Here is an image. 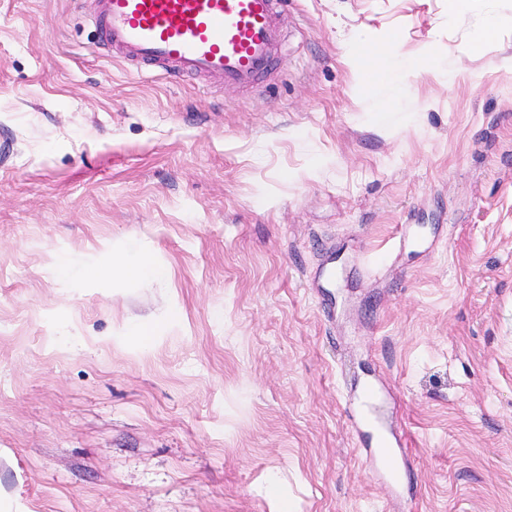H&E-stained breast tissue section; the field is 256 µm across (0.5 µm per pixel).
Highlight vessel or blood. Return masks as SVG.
Masks as SVG:
<instances>
[{
    "label": "vessel or blood",
    "mask_w": 512,
    "mask_h": 512,
    "mask_svg": "<svg viewBox=\"0 0 512 512\" xmlns=\"http://www.w3.org/2000/svg\"><path fill=\"white\" fill-rule=\"evenodd\" d=\"M280 0H98L103 44L177 77L249 89L271 77L283 36Z\"/></svg>",
    "instance_id": "obj_1"
}]
</instances>
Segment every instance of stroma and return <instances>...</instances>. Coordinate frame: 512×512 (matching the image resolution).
Wrapping results in <instances>:
<instances>
[{"label":"stroma","instance_id":"obj_1","mask_svg":"<svg viewBox=\"0 0 512 512\" xmlns=\"http://www.w3.org/2000/svg\"><path fill=\"white\" fill-rule=\"evenodd\" d=\"M96 13L0 0V512H512V0H289L249 90ZM395 56V46L394 40L392 38L387 39L374 47V51L372 53V60L370 65L363 70L362 76L366 82L371 81V79H386L389 77H378L377 72L379 70L380 63L383 59L392 60ZM408 228L403 225L398 234V240H396L393 245L385 250L383 253H381L378 257V259L373 262L372 265H369L367 267V271L368 273L372 274V275H378V274H381V273H384L386 271H388L392 265H393V252L392 250L401 246L402 243L404 244L405 241H406V237H407V234H408ZM117 270L124 277L134 278L156 277L161 273L152 256L147 253H136L120 258Z\"/></svg>","mask_w":512,"mask_h":512}]
</instances>
